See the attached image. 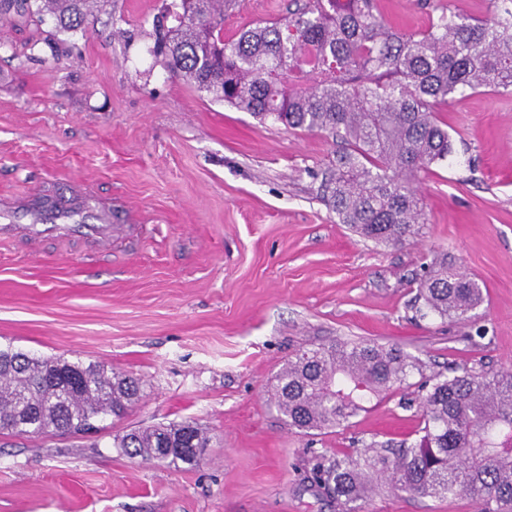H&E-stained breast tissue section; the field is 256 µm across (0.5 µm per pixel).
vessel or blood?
<instances>
[{"label": "vessel or blood", "instance_id": "vessel-or-blood-1", "mask_svg": "<svg viewBox=\"0 0 512 512\" xmlns=\"http://www.w3.org/2000/svg\"><path fill=\"white\" fill-rule=\"evenodd\" d=\"M85 222L90 225V233L98 237L110 235L113 229L111 207L101 205L83 188H74L63 202L49 195L0 202V238L35 231L43 224L70 232Z\"/></svg>", "mask_w": 512, "mask_h": 512}]
</instances>
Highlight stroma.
<instances>
[{"label":"stroma","instance_id":"obj_1","mask_svg":"<svg viewBox=\"0 0 512 512\" xmlns=\"http://www.w3.org/2000/svg\"><path fill=\"white\" fill-rule=\"evenodd\" d=\"M245 0L225 33L286 14ZM162 0H97L86 30L0 17V199L87 186L125 225L0 240V347L139 378L141 398L88 437L0 431V512H338L316 495V455L413 443L396 387L348 426L303 435L268 401L300 351L396 345L427 371L512 369V98L455 95L439 117L454 151L419 173L427 224L384 246L321 200L339 149L210 100L152 53ZM437 253L485 286L469 322L420 317L414 279ZM190 421L199 465L125 455L116 436ZM361 512H476L466 495L382 490Z\"/></svg>","mask_w":512,"mask_h":512}]
</instances>
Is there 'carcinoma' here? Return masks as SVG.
I'll return each instance as SVG.
<instances>
[{"label":"carcinoma","instance_id":"carcinoma-1","mask_svg":"<svg viewBox=\"0 0 512 512\" xmlns=\"http://www.w3.org/2000/svg\"><path fill=\"white\" fill-rule=\"evenodd\" d=\"M62 31L84 29L93 0H34ZM241 0H179L184 18L160 14L150 37L170 71L197 91L289 129L341 144L324 172L322 199L340 224L385 245L427 224L413 180L453 152L438 115L456 94L512 95V0L482 17L429 3L428 24L391 29L378 0H302L287 14L224 34ZM427 312L459 322L483 302L479 283L440 253L417 281ZM421 374L415 444L372 440L355 453L316 456L312 483L358 512L375 485L419 497L465 494L478 512H512V369L457 366L423 373L395 345L343 341L307 349L276 375L270 401L291 429L345 427L363 403ZM138 379L61 359L0 349V430L44 434L124 414ZM207 434L192 422L132 431L116 443L131 458L194 464Z\"/></svg>","mask_w":512,"mask_h":512}]
</instances>
